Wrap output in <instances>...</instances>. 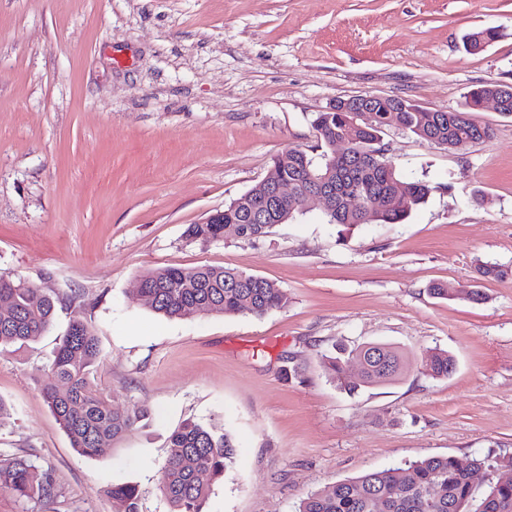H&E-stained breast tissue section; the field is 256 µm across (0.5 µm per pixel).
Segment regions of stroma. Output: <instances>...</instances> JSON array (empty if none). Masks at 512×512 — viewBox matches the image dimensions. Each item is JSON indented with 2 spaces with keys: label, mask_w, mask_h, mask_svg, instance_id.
Returning a JSON list of instances; mask_svg holds the SVG:
<instances>
[{
  "label": "stroma",
  "mask_w": 512,
  "mask_h": 512,
  "mask_svg": "<svg viewBox=\"0 0 512 512\" xmlns=\"http://www.w3.org/2000/svg\"><path fill=\"white\" fill-rule=\"evenodd\" d=\"M493 28L478 54L467 33ZM512 83V0H0V274L76 296L99 336L94 382L149 416L118 447L77 455L39 380L70 310L0 351V453L49 468L47 503L0 491V512H139L159 491L184 420L222 424L236 456L205 512H295L312 491L430 456L512 454V117L472 111L489 140L462 152L390 130L386 155L434 190L403 224L348 231L311 205L257 240L203 244L184 229L254 187L314 113L357 95L461 109ZM232 267L277 283L261 318L171 320L140 300L159 267ZM447 283L456 297H433ZM478 288L482 302L466 293ZM385 342L401 380L348 395L321 355ZM455 358L445 379L425 349ZM294 367L298 377L287 378ZM421 365L432 378H448L455 370L456 362L448 351L435 347L423 351ZM112 499L120 502L124 512H138V488L136 485L125 483L113 485L108 491Z\"/></svg>",
  "instance_id": "stroma-1"
}]
</instances>
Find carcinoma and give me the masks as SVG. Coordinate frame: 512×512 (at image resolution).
I'll use <instances>...</instances> for the list:
<instances>
[{
    "mask_svg": "<svg viewBox=\"0 0 512 512\" xmlns=\"http://www.w3.org/2000/svg\"><path fill=\"white\" fill-rule=\"evenodd\" d=\"M496 37L497 31L489 28L469 34L468 40L478 54ZM494 87L487 83L470 90L462 111L392 112L387 97L376 101L372 112H318L311 125L320 133L317 147L322 150V162L316 164L306 149L292 147L274 157L267 181L286 178L300 195L334 175L337 191H356L369 200L398 189L402 206L378 209L371 220L346 204L325 212L324 220L346 229L369 223L401 224L428 199L433 187L419 179L401 180L384 155L381 137L397 129L450 150H464L491 136L488 127L470 118V112ZM335 139L348 144L342 157L329 153ZM273 228L252 219V200L246 192L226 204L220 218L188 225L185 236L201 243L220 242L228 236L256 240ZM141 282L143 292L152 297L151 310L170 319L213 311L262 317L285 300L275 282L226 267L158 268L142 275ZM2 296L9 299V308L0 311V350L36 341L53 326L58 310L73 304L66 297L30 287L21 278L0 276ZM347 352L360 360L356 378L345 372L343 354ZM99 357L95 329L76 312L48 365L51 380L40 383V392L71 447L83 457H94L106 444L122 440L148 416L147 410L136 406L113 407L94 385L91 376ZM322 363L332 379L350 392L397 380L406 369L400 352L384 343H369L350 352L339 345L322 355ZM421 365L430 377L446 378L456 362L448 351L435 347L423 351ZM235 448L222 425L187 420L174 430L159 482L169 512H204L211 486L228 471ZM481 471H492L498 478L480 493L472 478ZM0 490L20 499L48 502L54 493L53 477L24 456L0 453ZM108 494L123 505L124 512H138L137 486L114 485ZM297 512H512V456H433L372 470L307 494Z\"/></svg>",
    "mask_w": 512,
    "mask_h": 512,
    "instance_id": "obj_1",
    "label": "carcinoma"
}]
</instances>
